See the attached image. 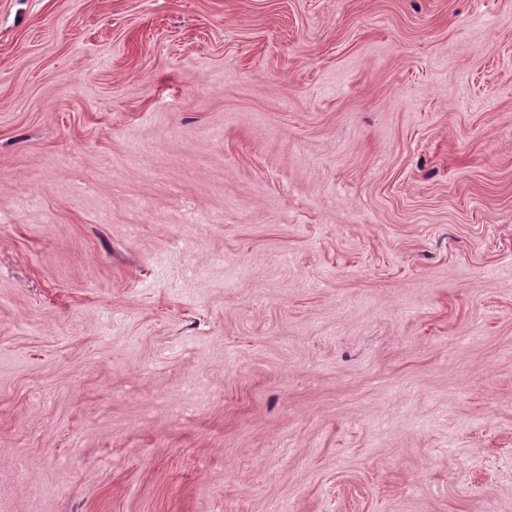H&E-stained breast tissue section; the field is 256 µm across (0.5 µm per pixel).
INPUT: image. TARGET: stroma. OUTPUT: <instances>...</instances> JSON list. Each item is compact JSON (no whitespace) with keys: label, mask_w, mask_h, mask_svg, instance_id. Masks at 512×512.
<instances>
[{"label":"stroma","mask_w":512,"mask_h":512,"mask_svg":"<svg viewBox=\"0 0 512 512\" xmlns=\"http://www.w3.org/2000/svg\"><path fill=\"white\" fill-rule=\"evenodd\" d=\"M0 512H512V0H0Z\"/></svg>","instance_id":"35a3bbf8"}]
</instances>
